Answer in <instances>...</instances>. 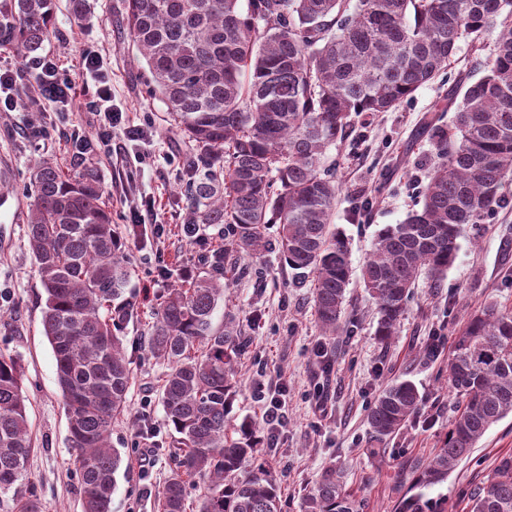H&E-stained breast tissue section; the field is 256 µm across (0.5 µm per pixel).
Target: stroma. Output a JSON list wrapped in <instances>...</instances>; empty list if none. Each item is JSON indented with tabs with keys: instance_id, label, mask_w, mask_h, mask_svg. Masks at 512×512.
I'll list each match as a JSON object with an SVG mask.
<instances>
[{
	"instance_id": "1",
	"label": "stroma",
	"mask_w": 512,
	"mask_h": 512,
	"mask_svg": "<svg viewBox=\"0 0 512 512\" xmlns=\"http://www.w3.org/2000/svg\"><path fill=\"white\" fill-rule=\"evenodd\" d=\"M87 3L78 20L70 0H54L55 29L41 49L73 84L67 115L56 114L30 76L13 91L14 106H0V354L20 362L29 397L35 448L24 485L35 488L42 512H81L55 358L42 333L45 294L27 248L32 200L25 183L40 159H54L66 170L91 160L132 269L125 295L137 305L124 330L133 369L128 408L112 424V444L124 458L112 512H154L155 494L170 474L171 432L159 399L167 366L148 355L146 331L157 297L224 239L219 226L188 223L184 189L204 169L191 144L171 127L164 103L149 93L148 68L123 28L126 0ZM497 34L492 28L461 41L450 66L432 82L392 111L357 117L352 133L329 150L342 185L333 222L350 242L354 265L366 260L379 229L421 207L436 160V143L422 133V122L437 115L452 127L455 111L448 96L484 75ZM89 48L103 63L112 109L122 115L107 147L96 144L98 118L84 107L87 76L80 56ZM134 126L146 130L144 139L130 140ZM80 137L95 142L82 158L75 153ZM503 195L504 203L484 223L464 227L456 260L442 280L420 277L386 344L375 336L376 305L359 280L348 287V331L335 337L321 333L309 283L294 281L277 249L242 260L225 281L212 322L221 326L225 313H234L249 341L235 378V422L262 424L263 391L276 381L285 388L287 423L275 430V446L268 451L284 512H301L305 495L332 467L366 501V512H394L410 485L407 463L427 461L440 447L452 404L444 366L456 331L486 302L512 307L511 182ZM397 379L414 382L423 404L412 422L384 441L377 457L371 453L367 409ZM507 451L512 452V416L492 426L447 480L426 488V496L444 501L447 512H468L480 478Z\"/></svg>"
}]
</instances>
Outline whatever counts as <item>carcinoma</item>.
Segmentation results:
<instances>
[{
	"label": "carcinoma",
	"mask_w": 512,
	"mask_h": 512,
	"mask_svg": "<svg viewBox=\"0 0 512 512\" xmlns=\"http://www.w3.org/2000/svg\"><path fill=\"white\" fill-rule=\"evenodd\" d=\"M127 0L125 29L149 67L173 128L194 144L207 175L186 188L199 224L223 226L224 245L158 297L147 350L168 365L161 402L173 434L171 473L158 512H189L186 486L205 493L196 512H283L258 427L234 425V379L245 348L235 314L212 313L238 261L266 252L267 225L297 280H311L321 331L346 327L352 275L348 238L332 224L340 184L327 149L353 118L390 112L451 63L459 42L501 26L486 74L467 85L454 132L433 125L438 162L421 209L378 231L360 279L388 341L416 280L439 281L453 265L464 226L480 224L512 179V0ZM54 28L53 0H9L0 43L25 58ZM28 250L45 293L50 342L76 451L81 512H112L123 457L112 420L127 410L132 372L119 336L136 313L130 275L104 202L98 170L65 172L43 159L31 178ZM456 399L444 445L411 468L395 512H446L421 489L448 478L495 424L512 416V309L493 302L456 333L446 365ZM411 381L388 385L368 413L371 439L398 434L419 412ZM20 365L0 357V493L14 512H41L22 479L32 450ZM304 512H364L336 470L304 498ZM468 512H512V452L500 454Z\"/></svg>",
	"instance_id": "1"
}]
</instances>
